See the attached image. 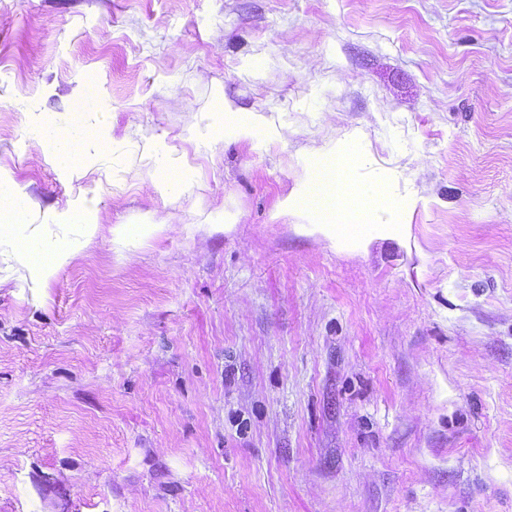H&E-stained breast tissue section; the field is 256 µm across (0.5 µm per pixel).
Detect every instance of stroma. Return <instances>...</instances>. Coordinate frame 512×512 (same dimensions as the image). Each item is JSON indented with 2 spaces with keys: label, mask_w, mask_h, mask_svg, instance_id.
I'll use <instances>...</instances> for the list:
<instances>
[{
  "label": "stroma",
  "mask_w": 512,
  "mask_h": 512,
  "mask_svg": "<svg viewBox=\"0 0 512 512\" xmlns=\"http://www.w3.org/2000/svg\"><path fill=\"white\" fill-rule=\"evenodd\" d=\"M0 195V512H512V0H0ZM361 195L365 202L366 211L389 205L394 201L390 186L383 181H377L369 189L363 190ZM27 234L25 236V242L39 248L40 250L50 253L46 262L42 266V271L45 273H38L41 277L47 278L50 276V271L56 266L60 267L70 257V252L62 250L61 248H49L45 245L40 228L32 224H23Z\"/></svg>",
  "instance_id": "obj_1"
}]
</instances>
